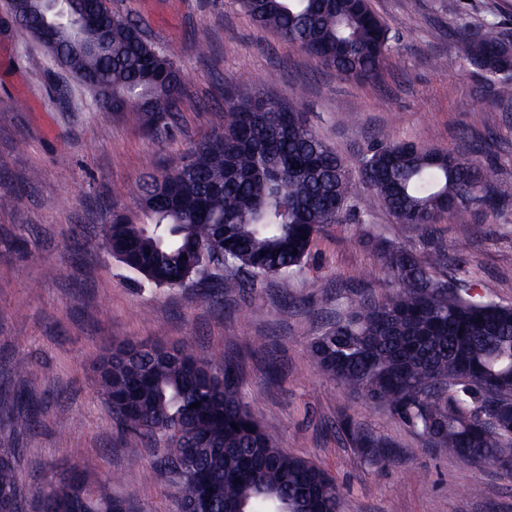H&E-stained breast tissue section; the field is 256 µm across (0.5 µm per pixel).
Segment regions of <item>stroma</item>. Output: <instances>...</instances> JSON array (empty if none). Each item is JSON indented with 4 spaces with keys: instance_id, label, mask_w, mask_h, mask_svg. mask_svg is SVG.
Here are the masks:
<instances>
[{
    "instance_id": "35a3bbf8",
    "label": "stroma",
    "mask_w": 512,
    "mask_h": 512,
    "mask_svg": "<svg viewBox=\"0 0 512 512\" xmlns=\"http://www.w3.org/2000/svg\"><path fill=\"white\" fill-rule=\"evenodd\" d=\"M387 22L392 50L374 81L343 77L259 28L236 0H112L147 40L173 55L185 85L175 123L145 132L135 114L100 110L86 88L50 63L36 40L10 21L0 0V389L26 360L25 389L37 423L17 422L0 404V446L19 449L18 482L34 502L38 476L79 467L115 477L128 512H181L176 498L143 472L163 454L123 434L102 395L97 361L106 348L144 342L189 348L239 369L241 391L279 447L311 458L336 481L339 512H512V476L489 464L468 466L383 409L317 371L310 345L325 325L350 313L360 294L393 285L375 244L388 240L425 252L440 245L463 267L478 294L512 304V203L472 208L468 224L448 217L434 238L400 232L352 181L351 212L315 240L295 276L263 278L241 295L210 299L214 283L157 288L127 270L97 235L113 211L136 212L131 186L146 172L187 160L216 125L224 97L256 93L302 110L321 137L357 170L377 140L413 141L458 156L479 155L512 182V97L464 64L467 34L497 27L512 43V0H371ZM205 37L206 53L196 41ZM454 58L452 69L439 62ZM354 424L388 450L357 448Z\"/></svg>"
}]
</instances>
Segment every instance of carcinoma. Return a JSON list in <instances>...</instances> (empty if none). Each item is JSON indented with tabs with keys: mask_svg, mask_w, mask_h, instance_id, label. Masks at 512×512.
<instances>
[{
	"mask_svg": "<svg viewBox=\"0 0 512 512\" xmlns=\"http://www.w3.org/2000/svg\"><path fill=\"white\" fill-rule=\"evenodd\" d=\"M255 25L276 32L320 66L357 80L381 75L390 28L370 0H239ZM60 23L48 0H16V25L93 93L98 108L133 112L155 130L174 120L185 76L176 61L112 8V0H66ZM470 62L512 95V45L494 26L471 40ZM444 150L380 142L362 156L359 178L395 223L432 228L445 215L466 221L469 207L512 199L511 182H492L477 158L438 161ZM351 181L345 163L301 112L262 96L224 99L222 122L194 143L188 162L137 183L138 213L115 212L100 229L112 255L157 288H183L231 269L225 288L301 270L330 224L346 220ZM307 239H301V236ZM379 261L393 283L382 300L363 299L345 321L311 344L322 374L358 392L465 464L489 463L512 476V305L469 293L463 279L436 275L448 251L421 255L383 245ZM99 385L123 431L164 440L159 465L179 501L205 481L216 512H263L272 500L290 512H337L336 482L312 460L277 444L243 402L233 370L184 349L120 344L99 363ZM31 420L37 406L20 389L1 394ZM200 403L197 408L194 403ZM238 428H233L232 424ZM19 449L0 447V502L26 512L17 482ZM38 512H112V481L71 467L47 480Z\"/></svg>",
	"mask_w": 512,
	"mask_h": 512,
	"instance_id": "1",
	"label": "carcinoma"
}]
</instances>
